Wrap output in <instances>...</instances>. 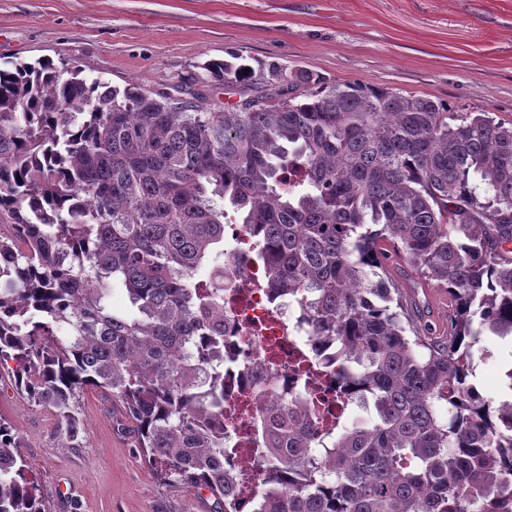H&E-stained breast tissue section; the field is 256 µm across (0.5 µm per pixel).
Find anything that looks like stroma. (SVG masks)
<instances>
[{"instance_id":"stroma-1","label":"stroma","mask_w":512,"mask_h":512,"mask_svg":"<svg viewBox=\"0 0 512 512\" xmlns=\"http://www.w3.org/2000/svg\"><path fill=\"white\" fill-rule=\"evenodd\" d=\"M236 52L318 72L331 82L428 96L452 112L512 121V0H0V59L79 65L111 85L178 95L200 78L212 105L236 102L206 61ZM402 300H424L418 331L443 333L452 314L437 283L414 289L389 266ZM474 382L512 397V340L482 333ZM80 445L67 447L52 408L30 402L0 369V416L52 512H209L208 492L153 474L110 401L80 399Z\"/></svg>"}]
</instances>
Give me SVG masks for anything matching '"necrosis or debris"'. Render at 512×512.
Returning a JSON list of instances; mask_svg holds the SVG:
<instances>
[{
	"label": "necrosis or debris",
	"mask_w": 512,
	"mask_h": 512,
	"mask_svg": "<svg viewBox=\"0 0 512 512\" xmlns=\"http://www.w3.org/2000/svg\"><path fill=\"white\" fill-rule=\"evenodd\" d=\"M253 249L251 235L241 226L225 243V261L240 267L242 285L224 291V327L240 364L238 374L224 381V436L232 443L236 487L244 497L259 485L258 448L249 429L264 397L280 398L308 385L312 394L307 405L321 409L327 429L343 408L331 376L311 367L305 338L289 326L286 309L274 305L265 289L254 287L263 270L252 261Z\"/></svg>",
	"instance_id": "1"
}]
</instances>
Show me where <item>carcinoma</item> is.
<instances>
[{
	"label": "carcinoma",
	"mask_w": 512,
	"mask_h": 512,
	"mask_svg": "<svg viewBox=\"0 0 512 512\" xmlns=\"http://www.w3.org/2000/svg\"><path fill=\"white\" fill-rule=\"evenodd\" d=\"M241 55L243 99L152 96L72 63L0 65V368L54 409H123L151 470L238 512L224 466V201L275 304L371 419L322 433L296 394L254 424V512H512V400L471 382L482 329L512 336V123ZM448 288V334L410 336L389 250ZM128 308H113V285ZM0 417V512H51Z\"/></svg>",
	"instance_id": "obj_1"
}]
</instances>
